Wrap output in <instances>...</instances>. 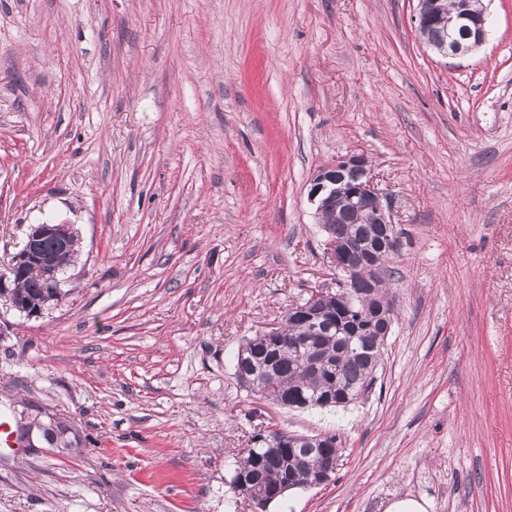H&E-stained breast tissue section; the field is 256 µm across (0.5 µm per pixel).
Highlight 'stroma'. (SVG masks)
Instances as JSON below:
<instances>
[{"label":"stroma","mask_w":512,"mask_h":512,"mask_svg":"<svg viewBox=\"0 0 512 512\" xmlns=\"http://www.w3.org/2000/svg\"><path fill=\"white\" fill-rule=\"evenodd\" d=\"M443 58L417 0H0V279L29 225L78 234L66 297H0V411L78 444L0 449V512H512V0ZM367 158L401 232L367 399L242 387L244 339L333 283L309 199ZM334 435L331 481L258 508L261 421Z\"/></svg>","instance_id":"obj_1"}]
</instances>
